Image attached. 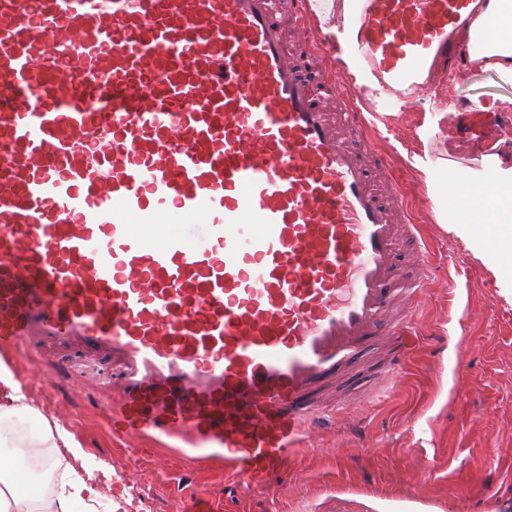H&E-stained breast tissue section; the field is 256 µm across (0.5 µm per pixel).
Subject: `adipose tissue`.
Wrapping results in <instances>:
<instances>
[{
	"label": "adipose tissue",
	"instance_id": "obj_1",
	"mask_svg": "<svg viewBox=\"0 0 512 512\" xmlns=\"http://www.w3.org/2000/svg\"><path fill=\"white\" fill-rule=\"evenodd\" d=\"M310 3L352 86L369 96L379 91L377 74L351 47L360 26V0H310ZM458 38L469 48L472 67L495 71L502 79L512 81V0H485L482 9L460 27ZM416 166L432 193L439 223L447 225L449 232L488 265L502 282L501 295L512 304V259L484 249V241L490 235L512 242V198L502 195L503 187L512 185V169L502 170L499 161L489 160L488 171L493 177L489 202L465 215L455 211L446 186L437 180L430 161L417 159ZM36 414L11 371L0 364V423L23 421ZM40 424V435L28 438V447L52 448L57 455L67 458L71 473L53 495L43 499L40 512H72L78 504L89 510L100 496L93 487L96 466L88 461L67 429L45 418Z\"/></svg>",
	"mask_w": 512,
	"mask_h": 512
}]
</instances>
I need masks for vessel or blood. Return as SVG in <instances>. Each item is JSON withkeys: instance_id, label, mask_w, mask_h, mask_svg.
I'll return each mask as SVG.
<instances>
[{"instance_id": "b4317fda", "label": "vessel or blood", "mask_w": 512, "mask_h": 512, "mask_svg": "<svg viewBox=\"0 0 512 512\" xmlns=\"http://www.w3.org/2000/svg\"><path fill=\"white\" fill-rule=\"evenodd\" d=\"M473 0H365L387 90L443 73ZM309 0H0V354L74 351L112 434L268 480L375 349L424 253ZM479 205L489 173L450 176Z\"/></svg>"}]
</instances>
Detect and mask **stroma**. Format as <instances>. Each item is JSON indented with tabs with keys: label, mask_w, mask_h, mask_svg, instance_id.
I'll use <instances>...</instances> for the list:
<instances>
[{
	"label": "stroma",
	"mask_w": 512,
	"mask_h": 512,
	"mask_svg": "<svg viewBox=\"0 0 512 512\" xmlns=\"http://www.w3.org/2000/svg\"><path fill=\"white\" fill-rule=\"evenodd\" d=\"M451 99L456 111L420 140L424 113ZM360 106L428 237L417 335L390 395L338 416L271 486L232 480L223 463L147 448L136 437L113 441L97 390L80 373L59 378L29 346L0 359L89 460L111 461L122 476L112 490L126 492L127 512H184L198 495L215 512H369L371 498L392 512H512V305L486 265L439 224L414 165L425 154L436 168L467 172L496 154L512 166V81L474 69L456 87L430 86L398 109H371L366 97Z\"/></svg>",
	"instance_id": "obj_1"
}]
</instances>
